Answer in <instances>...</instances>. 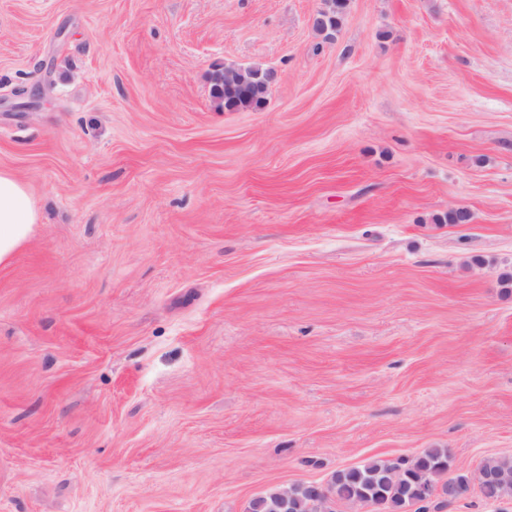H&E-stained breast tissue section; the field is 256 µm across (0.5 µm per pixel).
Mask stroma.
<instances>
[{"instance_id":"obj_1","label":"stroma","mask_w":512,"mask_h":512,"mask_svg":"<svg viewBox=\"0 0 512 512\" xmlns=\"http://www.w3.org/2000/svg\"><path fill=\"white\" fill-rule=\"evenodd\" d=\"M321 5L0 0L39 212L0 265V512L512 458V0H349L331 41ZM218 66L275 70L265 108L218 109Z\"/></svg>"}]
</instances>
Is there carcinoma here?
Segmentation results:
<instances>
[{
	"mask_svg": "<svg viewBox=\"0 0 512 512\" xmlns=\"http://www.w3.org/2000/svg\"><path fill=\"white\" fill-rule=\"evenodd\" d=\"M348 8L347 0H333L329 12L313 24V29L326 40H332L340 31ZM257 75L254 83L247 87H235L212 79V95L224 110L233 112L240 109H262L268 99L270 83L267 81L269 71L254 67ZM449 456L444 448H430L419 456L397 459L372 460L362 466L336 472L332 482L317 494L310 487L292 484L284 489L278 488L264 495L271 501L283 492H288L291 512H317L315 500L329 498L336 501L358 500L372 506L369 512H408V508L416 505V512H427V505L442 509L447 506L444 501H435L433 495L438 490H445L448 483L455 484L458 489L466 491L470 480L459 474L449 481L442 480L448 472ZM399 470L398 481L391 479V473ZM483 473L512 472V460L488 459L480 467ZM484 498L496 502L512 500V482L508 484L479 485Z\"/></svg>",
	"mask_w": 512,
	"mask_h": 512,
	"instance_id": "cac0c4a2",
	"label": "carcinoma"
}]
</instances>
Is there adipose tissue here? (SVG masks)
Returning a JSON list of instances; mask_svg holds the SVG:
<instances>
[{"label": "adipose tissue", "instance_id": "ef3b65f1", "mask_svg": "<svg viewBox=\"0 0 512 512\" xmlns=\"http://www.w3.org/2000/svg\"><path fill=\"white\" fill-rule=\"evenodd\" d=\"M38 222L33 194L14 174L0 171V265L8 263Z\"/></svg>", "mask_w": 512, "mask_h": 512}]
</instances>
